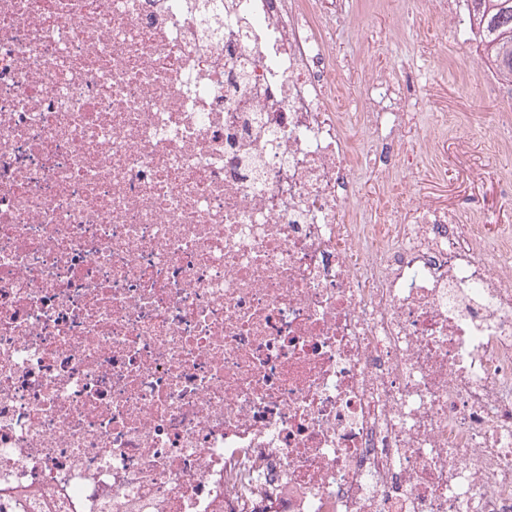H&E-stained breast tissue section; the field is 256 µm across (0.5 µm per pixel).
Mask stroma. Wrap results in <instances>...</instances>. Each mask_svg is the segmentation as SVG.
<instances>
[{
  "label": "stroma",
  "mask_w": 512,
  "mask_h": 512,
  "mask_svg": "<svg viewBox=\"0 0 512 512\" xmlns=\"http://www.w3.org/2000/svg\"><path fill=\"white\" fill-rule=\"evenodd\" d=\"M392 2L386 9L378 0H343L335 13L322 19L336 36V57L345 70L347 84L336 92L345 112L353 116L361 110L348 88L360 85L364 71H386L395 86L399 180L377 182L371 159H355L358 198L369 203L366 223H378L399 196L405 200L401 219H412L415 199L421 196L457 215L478 213L489 238L512 231V199L501 198L497 188L498 172L512 163L498 149L499 140L512 139V126L501 125L497 104L512 97V86L466 78V71L480 60L475 45L458 37L448 15L430 27L419 24L428 0ZM394 8L411 17L398 33L390 30ZM425 133L439 136L437 152L424 149Z\"/></svg>",
  "instance_id": "1"
}]
</instances>
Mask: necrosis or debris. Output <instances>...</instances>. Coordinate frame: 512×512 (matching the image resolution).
I'll use <instances>...</instances> for the list:
<instances>
[{"label": "necrosis or debris", "mask_w": 512, "mask_h": 512, "mask_svg": "<svg viewBox=\"0 0 512 512\" xmlns=\"http://www.w3.org/2000/svg\"><path fill=\"white\" fill-rule=\"evenodd\" d=\"M317 4L0 0V512H512V237L365 223Z\"/></svg>", "instance_id": "4bbe7bcc"}]
</instances>
